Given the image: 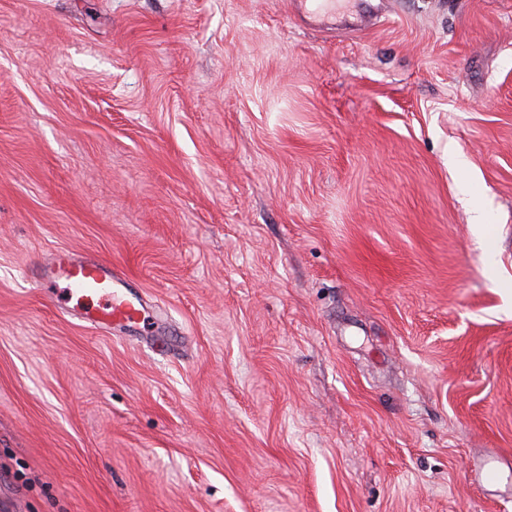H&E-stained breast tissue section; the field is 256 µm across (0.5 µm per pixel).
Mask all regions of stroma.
I'll list each match as a JSON object with an SVG mask.
<instances>
[{
  "instance_id": "1",
  "label": "stroma",
  "mask_w": 512,
  "mask_h": 512,
  "mask_svg": "<svg viewBox=\"0 0 512 512\" xmlns=\"http://www.w3.org/2000/svg\"><path fill=\"white\" fill-rule=\"evenodd\" d=\"M509 458L512 0H0V512H512ZM33 276L41 287L64 279L83 296L105 298L104 304L86 308L85 320L94 328L119 325L138 330L146 319V306L138 295L127 289L124 270L97 257L57 252L43 260Z\"/></svg>"
}]
</instances>
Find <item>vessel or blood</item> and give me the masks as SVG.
I'll return each mask as SVG.
<instances>
[{"label": "vessel or blood", "instance_id": "obj_1", "mask_svg": "<svg viewBox=\"0 0 512 512\" xmlns=\"http://www.w3.org/2000/svg\"><path fill=\"white\" fill-rule=\"evenodd\" d=\"M34 280L41 285L65 280L84 296L103 297L102 305L85 312L86 321L95 328L119 325L136 330L145 320L146 306L128 290L124 270L98 258L69 252L52 254L36 268Z\"/></svg>", "mask_w": 512, "mask_h": 512}]
</instances>
